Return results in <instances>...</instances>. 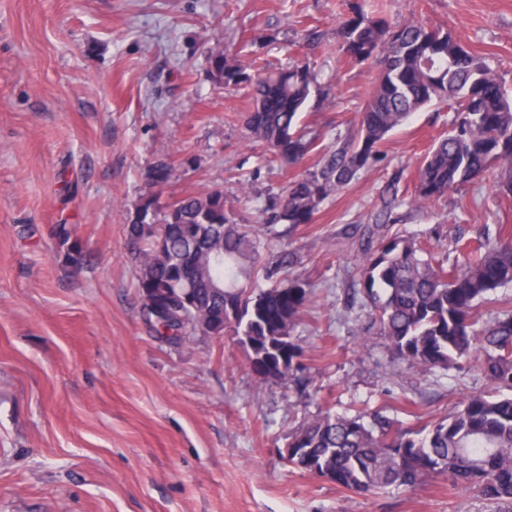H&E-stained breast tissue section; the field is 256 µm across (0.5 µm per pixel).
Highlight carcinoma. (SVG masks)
Instances as JSON below:
<instances>
[{
  "label": "carcinoma",
  "mask_w": 512,
  "mask_h": 512,
  "mask_svg": "<svg viewBox=\"0 0 512 512\" xmlns=\"http://www.w3.org/2000/svg\"><path fill=\"white\" fill-rule=\"evenodd\" d=\"M337 35V51L352 64L375 65L376 82L353 135L336 137L281 193L255 201L258 213L270 214L269 224L242 223L218 186L164 200L171 166L161 160L148 168L153 191L124 216L142 316L156 335L185 344L197 335V320L212 314L205 334L220 337L231 329L260 381L292 380L303 355L295 329L309 285L287 274L294 255L277 248L269 225L312 223L329 197L374 167L392 130L427 105L450 104L451 129L425 154L415 195L388 188L373 225L364 229L350 308L371 307L389 347L425 373L474 359L494 394L468 396L421 439L379 412H321L288 435V464L330 474L354 493L413 487L445 475L455 486L478 487L512 504V303L487 323L474 313L488 294L512 284V226L500 225L495 239L449 264L382 230L392 209L422 206L493 168L500 191L512 194V98L484 59L448 30L414 18L393 24L356 4L339 20ZM209 65L217 81L251 88L244 127L265 147V163L298 165L318 149L319 137L299 121L314 82L309 63L259 75L245 56L217 49ZM52 235L67 262L83 264L73 225L56 224ZM256 271L272 284L251 288Z\"/></svg>",
  "instance_id": "cac0c4a2"
}]
</instances>
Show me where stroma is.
<instances>
[{
    "label": "stroma",
    "mask_w": 512,
    "mask_h": 512,
    "mask_svg": "<svg viewBox=\"0 0 512 512\" xmlns=\"http://www.w3.org/2000/svg\"><path fill=\"white\" fill-rule=\"evenodd\" d=\"M351 2L0 0V512H512L444 476L358 494L281 458L319 412L379 410L417 432L488 388L469 362L439 376L397 360L368 312L349 308L372 206L391 183L414 193L446 107L413 114L373 169L285 232L291 273L311 286L296 329L305 386L259 382L233 332L177 345L140 314L123 214L148 191L149 164H171L165 195L219 186L259 224L245 195L278 194L318 162L258 166L238 119L247 91L213 78L210 52L246 49L262 72L309 56L320 92L301 121L333 140L375 76L336 50ZM382 6L388 21L452 31L512 89V0ZM395 217L390 233L449 249L512 225V196L490 176ZM61 222L81 268L49 234ZM52 235L60 248H65L64 256L67 262L74 266L83 264L85 255L79 240L74 235L73 225L55 224Z\"/></svg>",
    "instance_id": "stroma-1"
}]
</instances>
